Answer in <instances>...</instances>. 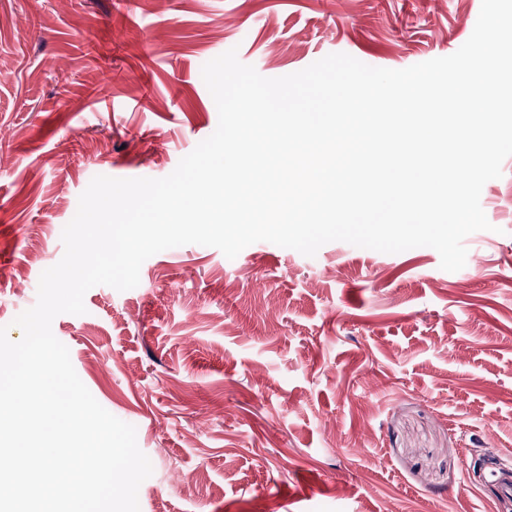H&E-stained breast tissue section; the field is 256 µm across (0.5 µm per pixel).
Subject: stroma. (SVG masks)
I'll return each instance as SVG.
<instances>
[{"mask_svg":"<svg viewBox=\"0 0 512 512\" xmlns=\"http://www.w3.org/2000/svg\"><path fill=\"white\" fill-rule=\"evenodd\" d=\"M480 8L0 0V326L21 339L93 177H165L215 131L208 61L399 70L456 52ZM480 203L491 227L456 272L430 247L189 244L56 316L77 375L152 463L140 512H498L481 474L512 464V156Z\"/></svg>","mask_w":512,"mask_h":512,"instance_id":"1","label":"stroma"}]
</instances>
